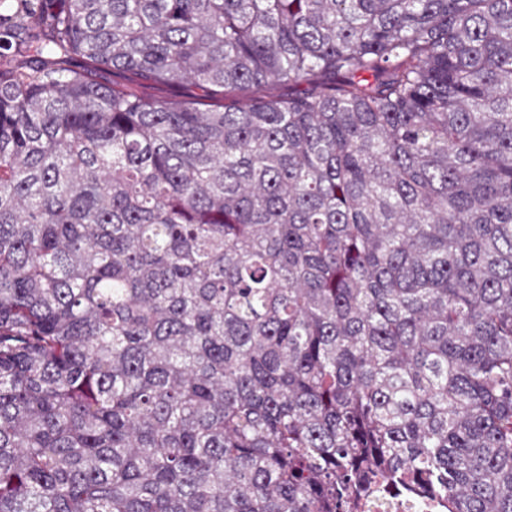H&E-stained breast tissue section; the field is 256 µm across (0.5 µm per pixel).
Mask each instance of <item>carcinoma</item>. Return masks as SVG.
I'll list each match as a JSON object with an SVG mask.
<instances>
[{
	"mask_svg": "<svg viewBox=\"0 0 512 512\" xmlns=\"http://www.w3.org/2000/svg\"><path fill=\"white\" fill-rule=\"evenodd\" d=\"M15 52L0 512H512V0H14ZM95 78L113 86L122 87L137 95L150 99L163 100H191L200 98L202 92L190 85L173 87L164 83L148 82L128 72H115L99 69ZM439 501L392 495L374 489L361 512H445Z\"/></svg>",
	"mask_w": 512,
	"mask_h": 512,
	"instance_id": "cac0c4a2",
	"label": "carcinoma"
}]
</instances>
